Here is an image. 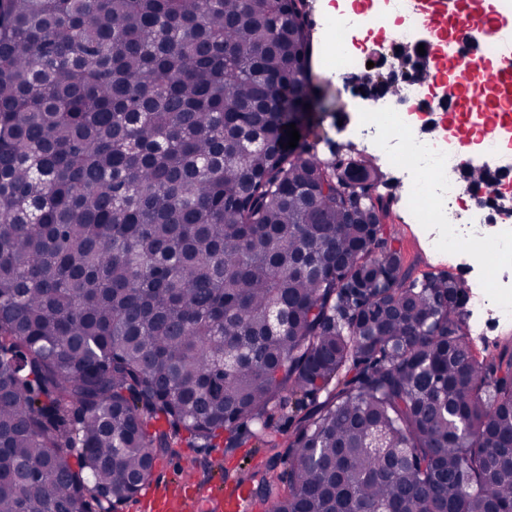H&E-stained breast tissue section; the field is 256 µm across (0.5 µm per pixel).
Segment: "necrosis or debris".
<instances>
[{"label":"necrosis or debris","instance_id":"necrosis-or-debris-1","mask_svg":"<svg viewBox=\"0 0 512 512\" xmlns=\"http://www.w3.org/2000/svg\"><path fill=\"white\" fill-rule=\"evenodd\" d=\"M360 19L343 10L327 29L323 65L337 77L377 80L368 69L355 40L357 32H384L390 48L405 51V76L400 97L382 94L373 111L358 116L356 139L376 152L385 177L381 190L391 185L403 188L404 201L421 224L434 225L430 239L435 248L463 251L475 263H461L462 275H475L480 286L469 301L479 315L468 321L470 335L487 337L499 327L512 324V167L496 166L490 173L498 182L495 198L473 193L466 207L457 195L467 167L463 151L490 156L512 155V94L496 88L484 91L483 105H473L467 91L449 96L448 82L461 64L473 56L512 66V56L503 52L512 42V29L499 24L494 43H472L461 29H473L462 9H449L447 0H365ZM438 18L437 27L423 50H416L413 34ZM429 64L435 77L426 87L413 78L414 68ZM494 126L495 137L482 135Z\"/></svg>","mask_w":512,"mask_h":512}]
</instances>
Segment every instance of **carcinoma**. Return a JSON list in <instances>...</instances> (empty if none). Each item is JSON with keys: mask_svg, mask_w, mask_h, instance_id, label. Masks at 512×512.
<instances>
[{"mask_svg": "<svg viewBox=\"0 0 512 512\" xmlns=\"http://www.w3.org/2000/svg\"><path fill=\"white\" fill-rule=\"evenodd\" d=\"M306 2L0 0V512L249 440L264 512H512V346L411 276L366 154L284 147Z\"/></svg>", "mask_w": 512, "mask_h": 512, "instance_id": "carcinoma-1", "label": "carcinoma"}]
</instances>
